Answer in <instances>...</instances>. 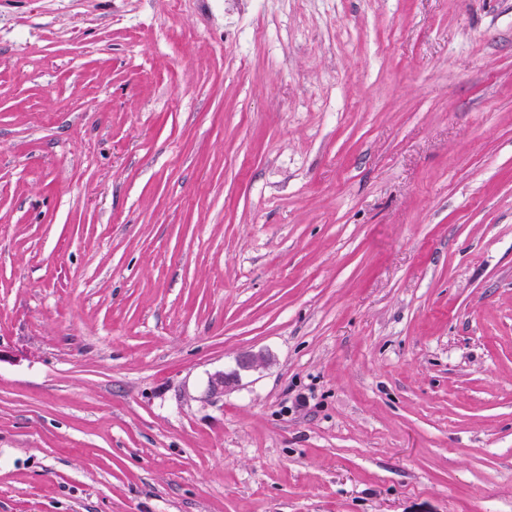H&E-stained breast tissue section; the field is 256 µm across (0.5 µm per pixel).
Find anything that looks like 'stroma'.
Returning a JSON list of instances; mask_svg holds the SVG:
<instances>
[{
	"label": "stroma",
	"mask_w": 512,
	"mask_h": 512,
	"mask_svg": "<svg viewBox=\"0 0 512 512\" xmlns=\"http://www.w3.org/2000/svg\"><path fill=\"white\" fill-rule=\"evenodd\" d=\"M0 512H512V0H0Z\"/></svg>",
	"instance_id": "35a3bbf8"
}]
</instances>
